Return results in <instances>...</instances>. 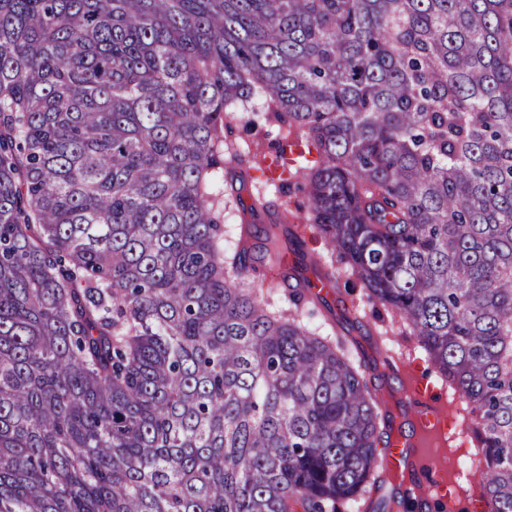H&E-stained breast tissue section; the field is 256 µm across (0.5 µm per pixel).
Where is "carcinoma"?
Returning a JSON list of instances; mask_svg holds the SVG:
<instances>
[{"label": "carcinoma", "mask_w": 512, "mask_h": 512, "mask_svg": "<svg viewBox=\"0 0 512 512\" xmlns=\"http://www.w3.org/2000/svg\"><path fill=\"white\" fill-rule=\"evenodd\" d=\"M262 105L307 205L224 254ZM313 226L470 406L512 512V0H0V512H340L387 485L346 339L246 281Z\"/></svg>", "instance_id": "obj_1"}]
</instances>
